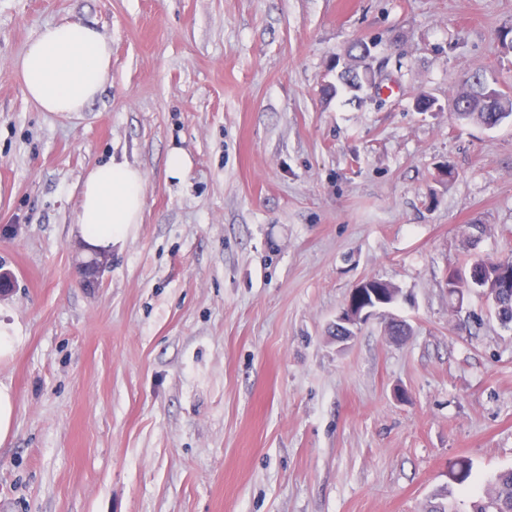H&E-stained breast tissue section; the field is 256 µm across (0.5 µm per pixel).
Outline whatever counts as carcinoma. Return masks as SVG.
Instances as JSON below:
<instances>
[{
    "label": "carcinoma",
    "instance_id": "cac0c4a2",
    "mask_svg": "<svg viewBox=\"0 0 512 512\" xmlns=\"http://www.w3.org/2000/svg\"><path fill=\"white\" fill-rule=\"evenodd\" d=\"M371 52L368 44L355 42L348 49L350 64L338 76L334 92H351L362 74L361 51ZM458 118L493 128L506 120L512 121V96L491 85L481 72L471 74L454 100ZM473 265L483 268L478 279L462 277L457 270L448 272V286L464 294L465 289H477L492 300L501 324L512 329V259L480 258ZM423 512H460L454 501L443 494L430 499ZM471 512H512V468L496 473L485 485L481 496L472 502Z\"/></svg>",
    "mask_w": 512,
    "mask_h": 512
}]
</instances>
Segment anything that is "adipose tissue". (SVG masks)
Returning <instances> with one entry per match:
<instances>
[{"label":"adipose tissue","mask_w":512,"mask_h":512,"mask_svg":"<svg viewBox=\"0 0 512 512\" xmlns=\"http://www.w3.org/2000/svg\"><path fill=\"white\" fill-rule=\"evenodd\" d=\"M112 59L110 42L79 21L44 26L16 67L25 93L41 111L80 112L98 95ZM145 177L125 161L97 164L82 183L77 234L99 253L124 245L144 209Z\"/></svg>","instance_id":"1"}]
</instances>
